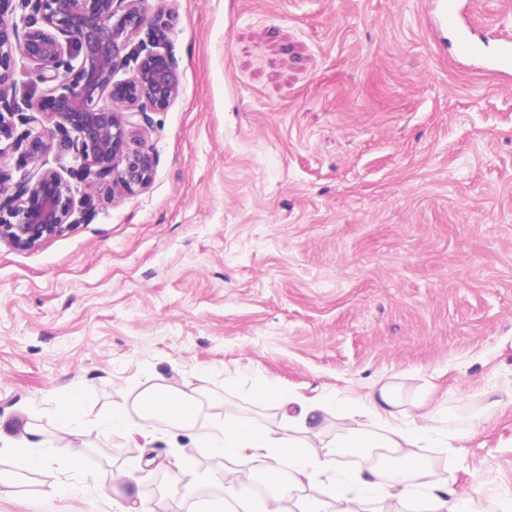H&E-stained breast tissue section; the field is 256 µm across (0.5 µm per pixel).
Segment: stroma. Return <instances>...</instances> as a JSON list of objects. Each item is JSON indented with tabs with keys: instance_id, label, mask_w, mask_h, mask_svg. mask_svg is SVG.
<instances>
[{
	"instance_id": "1",
	"label": "stroma",
	"mask_w": 512,
	"mask_h": 512,
	"mask_svg": "<svg viewBox=\"0 0 512 512\" xmlns=\"http://www.w3.org/2000/svg\"><path fill=\"white\" fill-rule=\"evenodd\" d=\"M473 2L512 37V0ZM428 6L144 0L180 82L140 133L152 183L0 244V427L54 438L76 384L84 430L79 468L48 449L0 512H207L172 471L187 432L151 428L145 471L99 429L159 384L273 430L393 385L450 436L422 451L439 482L512 502V75L461 67Z\"/></svg>"
}]
</instances>
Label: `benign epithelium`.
Wrapping results in <instances>:
<instances>
[{
  "label": "benign epithelium",
  "instance_id": "benign-epithelium-1",
  "mask_svg": "<svg viewBox=\"0 0 512 512\" xmlns=\"http://www.w3.org/2000/svg\"><path fill=\"white\" fill-rule=\"evenodd\" d=\"M142 0H0V242L33 246L62 231L74 213V190L45 156L66 141L89 190L132 194L155 174L153 153L132 141L178 97L168 52L133 38L144 26L160 32L164 14L148 21ZM43 92L18 95L17 59ZM136 72L117 78L123 59ZM15 159L17 180L6 160ZM14 181L12 191L4 184Z\"/></svg>",
  "mask_w": 512,
  "mask_h": 512
}]
</instances>
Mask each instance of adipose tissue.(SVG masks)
Instances as JSON below:
<instances>
[{
	"label": "adipose tissue",
	"mask_w": 512,
	"mask_h": 512,
	"mask_svg": "<svg viewBox=\"0 0 512 512\" xmlns=\"http://www.w3.org/2000/svg\"><path fill=\"white\" fill-rule=\"evenodd\" d=\"M313 411V406L305 405L290 415L285 435L245 422H225L196 434L191 444L212 448L219 458L247 457L259 463L274 486L262 512H283L282 503L288 499L295 512H367L377 499L395 502L396 512H482L481 500L475 495L452 488L438 490L430 467L420 459L419 449L441 441L431 425L433 412L425 403L414 404L408 413L393 387L366 394L358 399L350 425L326 441L327 451L321 458L307 454L308 448L322 441ZM193 413L191 399L164 387L138 400L137 417L146 428L161 416L181 428ZM47 446L35 429L20 440L0 432V449L11 453L14 463L13 471L0 472V488L13 487L17 476L37 468ZM352 448L387 449L393 467L340 472L337 459Z\"/></svg>",
	"instance_id": "obj_1"
}]
</instances>
